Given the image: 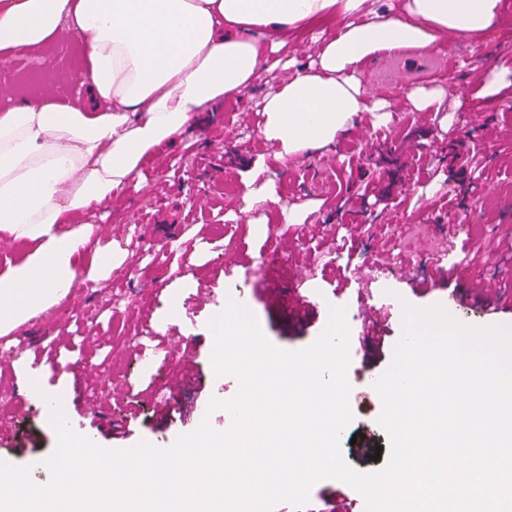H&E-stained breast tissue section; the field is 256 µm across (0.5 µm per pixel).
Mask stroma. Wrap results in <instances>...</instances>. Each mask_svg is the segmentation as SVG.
<instances>
[{
	"label": "stroma",
	"mask_w": 512,
	"mask_h": 512,
	"mask_svg": "<svg viewBox=\"0 0 512 512\" xmlns=\"http://www.w3.org/2000/svg\"><path fill=\"white\" fill-rule=\"evenodd\" d=\"M502 17L496 30L464 36L443 44L453 63L447 69L461 94L448 100L441 83L421 84L412 98L410 82H394L381 56L366 67L372 82L361 83L370 100L387 101L391 118L378 124L364 113L357 127L340 142L336 152H311L293 161L278 158L276 147L261 133L264 97L292 76L294 68L316 59L311 33L295 36L288 49L278 51L281 66L263 72L236 98L203 112L186 140L159 147L144 161L139 176L101 209L86 213L71 232L87 226H110L111 234L93 245L112 253V266L102 269L84 260L79 275L84 287L23 323L5 331L10 348L0 349V461L32 465L48 457L57 436L48 423L42 396L26 389V376L38 371L44 394L62 398L65 414L81 434L94 433L100 446L126 449L145 441L159 447L177 435L197 428V421L172 414L157 422L152 398L165 376L178 369L168 330L162 321L172 300L188 304L193 286L210 288V308L180 313L183 334L197 341V376L189 396L199 407L210 398L231 399L237 392L235 376H216L211 351L205 344L208 323L228 298L243 295L247 283L263 281L282 289L285 296L301 294L314 302L316 318L304 329L293 327L287 312L249 299L248 307L266 338L277 348L296 350L312 344L326 326L330 306L345 307L350 325L348 379L353 393V422L340 437L346 463L360 471L382 468L386 457L371 459L368 450L354 443L363 428L376 429L378 403L360 391L369 379L387 369L402 330L401 309H392L379 333L385 338V361L369 367L360 337L364 326L356 311L362 299L380 300L383 289L409 305L425 308L450 305L461 293L473 292L485 279L495 280L512 297V0H500ZM295 67H288V60ZM82 58L74 40L66 39L49 50H24L15 56L9 72H0V85L20 94L51 73L53 86L71 94ZM489 85L492 96L471 94L474 81ZM431 111L435 118L425 134L435 145L433 154L411 157L398 154L397 139L416 134L412 113ZM248 112L252 122L236 127V115ZM235 126L232 139L224 129ZM476 160L478 182L465 171ZM254 189L267 204L242 209V195ZM379 196L378 205L365 200ZM452 224L453 234L443 225ZM324 224L327 235L304 236L306 225ZM387 234L394 262L386 278L361 288L347 280L350 270H374L376 237ZM288 237L294 255L280 253L276 237ZM234 248L246 258L244 268L225 272L223 249ZM308 257L310 270L292 282L286 267L293 256ZM461 259L466 271L438 287L410 288L401 277L404 265L428 275L435 264ZM151 342L139 349L137 338ZM26 343L25 352L14 351ZM122 384L125 398H112V383ZM28 407L24 419L8 411L13 399ZM137 419L122 437L113 425L129 412ZM25 439L20 452L6 451V442Z\"/></svg>",
	"instance_id": "stroma-1"
}]
</instances>
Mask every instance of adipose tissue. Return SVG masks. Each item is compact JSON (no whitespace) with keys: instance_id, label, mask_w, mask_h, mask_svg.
<instances>
[{"instance_id":"adipose-tissue-1","label":"adipose tissue","mask_w":512,"mask_h":512,"mask_svg":"<svg viewBox=\"0 0 512 512\" xmlns=\"http://www.w3.org/2000/svg\"><path fill=\"white\" fill-rule=\"evenodd\" d=\"M367 0H0V68L16 50L78 36L81 99L44 86L0 109V229L37 253L0 276V328L26 321L81 287L88 236L64 232L110 201L143 158L191 130L201 112L249 88L269 52L330 14L346 17L264 100V134L290 159L328 151L365 112L353 73L381 51H427L496 27L500 0H403L398 14H366Z\"/></svg>"}]
</instances>
